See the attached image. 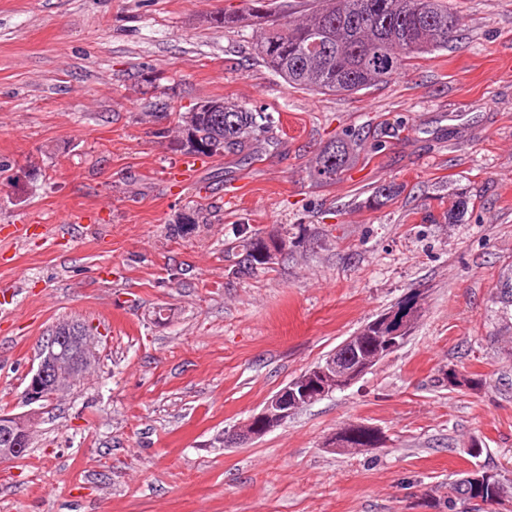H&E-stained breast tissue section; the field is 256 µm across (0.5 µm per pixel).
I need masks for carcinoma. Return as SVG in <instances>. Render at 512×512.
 I'll list each match as a JSON object with an SVG mask.
<instances>
[{
    "instance_id": "1",
    "label": "carcinoma",
    "mask_w": 512,
    "mask_h": 512,
    "mask_svg": "<svg viewBox=\"0 0 512 512\" xmlns=\"http://www.w3.org/2000/svg\"><path fill=\"white\" fill-rule=\"evenodd\" d=\"M239 11L216 14L210 22L226 27L262 19L272 11L266 0H242ZM458 29V17L442 0H313L303 19L288 18L268 29L260 28L255 43L257 58L290 86L322 94H353L367 90L396 75L418 55L448 48ZM319 36L329 52L311 43ZM273 120L264 112H252L224 103L222 112H181L177 120L176 146L195 156H225L247 151L253 140L269 132ZM360 134L333 136L324 146L311 176L327 183L340 176ZM402 186L388 184L364 201L378 209L392 201ZM208 223L207 215L193 209L173 221L172 235L183 236L191 224ZM288 243L276 231L256 233L246 240L235 263V273L249 274L274 263ZM499 319L512 330V267L495 292ZM385 322L375 318L360 328L354 346L337 351L345 364L373 355L386 335ZM381 433L372 427L351 424L331 439L334 448H376ZM498 506L512 512V487L494 470L480 468L473 479H458L448 486V512L459 504Z\"/></svg>"
}]
</instances>
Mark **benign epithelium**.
Wrapping results in <instances>:
<instances>
[{"mask_svg":"<svg viewBox=\"0 0 512 512\" xmlns=\"http://www.w3.org/2000/svg\"><path fill=\"white\" fill-rule=\"evenodd\" d=\"M411 329L406 323L385 337L382 350L351 366H343L336 355L289 381L272 395L261 409L233 431L224 435V446L245 444L259 437L262 429L274 428L293 416L296 407L314 393L326 395L337 388H348L368 373L376 364L394 353L407 340ZM97 358L96 337L86 335L85 324L78 318L56 324L43 344L37 366L30 370L24 390L26 402L44 407L58 395L67 392L91 368ZM31 440V431L20 423L18 415L0 412V458L21 457Z\"/></svg>","mask_w":512,"mask_h":512,"instance_id":"benign-epithelium-1","label":"benign epithelium"}]
</instances>
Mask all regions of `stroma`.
<instances>
[{"mask_svg":"<svg viewBox=\"0 0 512 512\" xmlns=\"http://www.w3.org/2000/svg\"><path fill=\"white\" fill-rule=\"evenodd\" d=\"M448 4V50L322 95L257 59L255 27L209 23L241 0H0V227H30L0 235V409L26 411L57 322L99 328L94 371L39 411L23 458L0 461V512H446L466 471L512 481V352L494 303L512 266V0ZM207 98L275 125L250 151L200 158L187 186L173 116ZM351 129L366 141L347 170L313 180L329 138ZM389 183L402 193L363 207ZM463 200V220L441 223ZM198 205L210 223L172 236ZM62 208L71 234L48 241ZM276 229L279 262L236 275L244 234ZM412 294L422 316L401 349L225 447ZM452 368L479 386L449 385ZM350 424L383 446L329 449Z\"/></svg>","mask_w":512,"mask_h":512,"instance_id":"35a3bbf8","label":"stroma"}]
</instances>
